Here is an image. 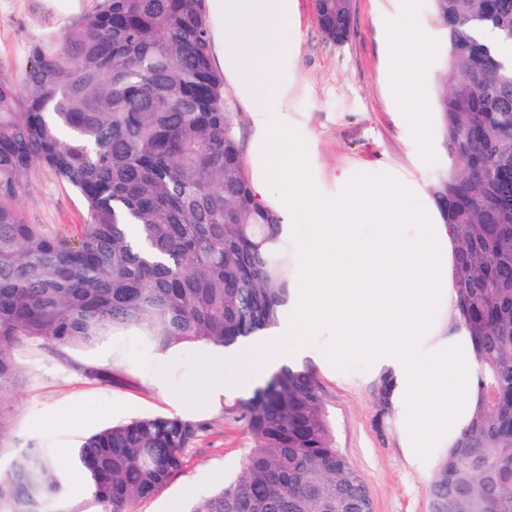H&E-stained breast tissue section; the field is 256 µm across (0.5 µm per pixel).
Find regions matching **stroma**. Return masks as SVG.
Masks as SVG:
<instances>
[{"label":"stroma","instance_id":"obj_1","mask_svg":"<svg viewBox=\"0 0 512 512\" xmlns=\"http://www.w3.org/2000/svg\"><path fill=\"white\" fill-rule=\"evenodd\" d=\"M97 0H0V73L20 78L30 45L62 34L93 12ZM297 34L275 65V117L304 154L313 191L322 198L351 200L357 183L413 186L410 209H435L430 187L449 170L434 98L446 51L444 32L430 0H352L348 40L336 43L321 31L314 0H295ZM426 29V64L413 108L429 115L430 132L420 139L392 105L393 77L387 67V29L405 14ZM26 220L74 239L85 216L79 197L44 169L35 170L21 200ZM332 329L310 332L303 368L312 372L333 426L337 448L365 481L373 512H432L429 495L444 449L414 463L393 407L379 401L381 373L363 361L339 369L319 352ZM12 391L0 404L6 448L0 466L27 448L49 449L61 465L68 512H100L84 479L69 463L86 436L139 416L178 415L201 423L185 452L182 469L137 512H181L238 479L253 440L244 424L216 403L200 407L194 394L204 364L226 381L237 377L228 349L183 343L166 351L147 345L129 330L88 349L62 353L17 352Z\"/></svg>","mask_w":512,"mask_h":512}]
</instances>
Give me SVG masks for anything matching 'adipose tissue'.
<instances>
[{
    "label": "adipose tissue",
    "instance_id": "ef3b65f1",
    "mask_svg": "<svg viewBox=\"0 0 512 512\" xmlns=\"http://www.w3.org/2000/svg\"><path fill=\"white\" fill-rule=\"evenodd\" d=\"M209 2L213 14L233 13L243 22V54L225 58L218 35L216 60L234 76L257 129L252 191L287 212L299 257L288 319L280 335L240 348L239 381L251 382L269 366L301 358L304 327L334 325L336 342L322 354L323 363L338 368L361 358L387 368L407 445L419 458H429L435 448L456 443L478 400L473 341L457 315L454 228L409 209L407 190L398 183L358 185L349 203L315 197L302 154L291 148L289 133L276 125L271 109L274 57L287 49L295 29L292 0ZM424 41L422 28L409 16L389 32L396 73L392 96L403 107L406 124L421 134L426 116L408 104L417 92ZM442 309L448 312V332L440 337L431 325Z\"/></svg>",
    "mask_w": 512,
    "mask_h": 512
}]
</instances>
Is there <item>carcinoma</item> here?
<instances>
[{
    "label": "carcinoma",
    "mask_w": 512,
    "mask_h": 512,
    "mask_svg": "<svg viewBox=\"0 0 512 512\" xmlns=\"http://www.w3.org/2000/svg\"><path fill=\"white\" fill-rule=\"evenodd\" d=\"M446 52L435 108L450 170L432 186L457 232V308L479 364L478 407L430 486L434 512H512V0H430ZM336 40L351 0H316ZM81 199L74 244L26 221L28 176ZM284 217L253 195L238 111L213 64L202 0H99L0 75V402L16 351L92 347L133 329L165 350L230 347L278 325L294 260ZM254 444L245 477L192 512H369L307 369L231 406ZM201 426L141 417L77 452L102 512H136L183 466ZM44 449L0 470V512H68Z\"/></svg>",
    "instance_id": "carcinoma-1"
}]
</instances>
